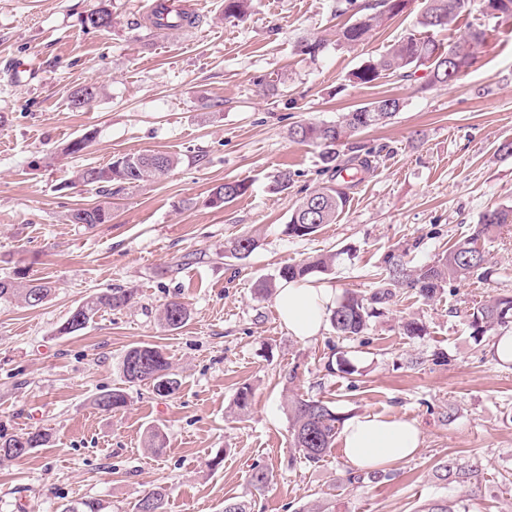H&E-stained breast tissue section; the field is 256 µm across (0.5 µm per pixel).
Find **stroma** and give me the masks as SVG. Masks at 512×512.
Instances as JSON below:
<instances>
[{"instance_id":"stroma-1","label":"stroma","mask_w":512,"mask_h":512,"mask_svg":"<svg viewBox=\"0 0 512 512\" xmlns=\"http://www.w3.org/2000/svg\"><path fill=\"white\" fill-rule=\"evenodd\" d=\"M197 26L156 29L141 19L143 0H110L112 25L86 26L99 0H0V277L16 271L52 282L41 307L0 305V435L35 429L52 435L25 459L0 457V512H62L85 499L109 512H135L163 488L166 512H224V501L252 512H419L445 500L453 512H512V365H501L494 337L475 341L467 316L479 303L512 295V225L485 248L496 275L448 284L431 300L401 290L361 336L325 328L302 342L281 326L275 295L261 284L282 266L336 253L322 283L337 294H370L387 254L410 266L432 263L469 235L483 213L512 207V20L483 13L480 0L435 37L450 43L486 29L458 80L429 85L426 70L369 86L349 82L369 57L415 32L424 0L384 20L355 46L337 41L348 15L338 0H252L243 19L224 0H197ZM319 40L315 57L299 41ZM32 62L34 79H16L8 60ZM98 95L83 110L77 89ZM380 97L401 99L391 123L339 145L341 159L373 151L333 223L313 235L286 225L310 192L328 185L313 144L292 140L306 122H333ZM86 138L84 149L69 143ZM129 153H163L166 175L104 190L76 180ZM294 175L279 192V171ZM227 180L249 183L226 206L209 202ZM102 207L105 224H74L72 210ZM252 236L237 259L226 244ZM131 293L83 330L59 325L88 296ZM191 311L181 328L162 327L169 300ZM415 319L425 335H404ZM150 344L181 385L160 397L127 383L122 361ZM347 359L353 374L333 360ZM253 388L239 412V387ZM125 407L106 413L94 400L112 390ZM316 398L347 417L365 412L416 422L422 442L388 478L348 484L342 443L316 464L290 456L288 394ZM161 452L147 446L152 431ZM451 460L477 466L464 483L435 478ZM271 481L254 491L253 466Z\"/></svg>"}]
</instances>
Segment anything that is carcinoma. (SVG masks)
Listing matches in <instances>:
<instances>
[{
  "label": "carcinoma",
  "mask_w": 512,
  "mask_h": 512,
  "mask_svg": "<svg viewBox=\"0 0 512 512\" xmlns=\"http://www.w3.org/2000/svg\"><path fill=\"white\" fill-rule=\"evenodd\" d=\"M346 8L355 11L354 20L343 27L339 41L347 45H357L381 22L394 16L393 0H367L362 5L356 0H345ZM448 8V0H426L423 12L417 24L425 35L418 37L409 34L398 40L383 54L369 58L356 71L352 79L359 84H372L389 75L415 73L424 67L429 73V84L447 85L457 79L471 66L474 49L486 37L483 28L470 29L467 37L444 45L428 33L435 29H444L449 23L438 22L439 13ZM453 73H448V69ZM96 96L95 87L87 85L73 93L71 106L83 109ZM403 101L395 97H381L362 107L342 113L338 119L329 123L298 124L291 130V137L299 143H312L321 147L320 159L323 171L337 174L341 172L338 162L337 146L357 133L376 126L388 124L402 109ZM175 160L166 154H124L117 157L107 167H86L77 178L90 180L92 185L107 183L136 184L158 178L169 172ZM249 189L244 181H226L211 191L210 204L227 205L243 196ZM348 185L336 183L311 192L292 213L286 228L288 234L295 237L310 236L322 224L336 220L347 198ZM85 224H104L110 220V212L95 207L81 210ZM506 224H512V209H495L485 213L480 224L476 225L469 237L456 242L448 253L431 265L419 269H409L402 256H387L386 278L374 289L369 297L355 292H347L336 303L330 314L332 327L341 336H360L367 329L370 319L377 316L379 306L389 303L397 295V289L409 288L424 299H432L445 289L449 282L467 280L472 277L486 278L491 270L485 251V241L491 239ZM256 248L255 239L241 235L230 242L228 251L237 258L247 257ZM336 255H320L311 260L282 267L277 278L285 281L305 279L316 272H328L335 265ZM43 292L42 302H47L53 291L49 282L36 284L18 281L14 278L0 279V304L23 303L33 307L30 297L31 287ZM132 295L124 291H109L88 297L79 305V315L83 322H76L70 315L58 327V333L69 335L87 326L103 309L116 310L128 306ZM190 318L188 307L179 300H170L161 311V324L175 329ZM512 323V296L498 297L473 308L469 314L471 335L478 339L497 326ZM136 356L144 362L145 376L135 380L126 377L130 383L138 381L152 387L158 396H169L178 390L180 382L170 372V364L164 354L151 345H139L127 351L125 358ZM126 397L115 390L95 399V405L102 411H112L123 407ZM286 408L291 422L292 442L303 458L308 462H319L336 442V435L346 417L340 415L328 402L321 399L290 396ZM50 434L43 429L26 432L19 437H10L0 443V455L7 458H22L31 450L45 445ZM474 473V467L460 466L446 460L436 467L435 476L439 480L465 482ZM165 494L158 487L139 500L136 512H163Z\"/></svg>",
  "instance_id": "1"
}]
</instances>
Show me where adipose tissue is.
I'll use <instances>...</instances> for the list:
<instances>
[{"label": "adipose tissue", "instance_id": "ef3b65f1", "mask_svg": "<svg viewBox=\"0 0 512 512\" xmlns=\"http://www.w3.org/2000/svg\"><path fill=\"white\" fill-rule=\"evenodd\" d=\"M335 304V290L310 279L282 283L276 296L282 325L301 341L319 335ZM341 437L347 462L362 471L402 462L416 453L421 442L414 422L374 413L351 419Z\"/></svg>", "mask_w": 512, "mask_h": 512}]
</instances>
